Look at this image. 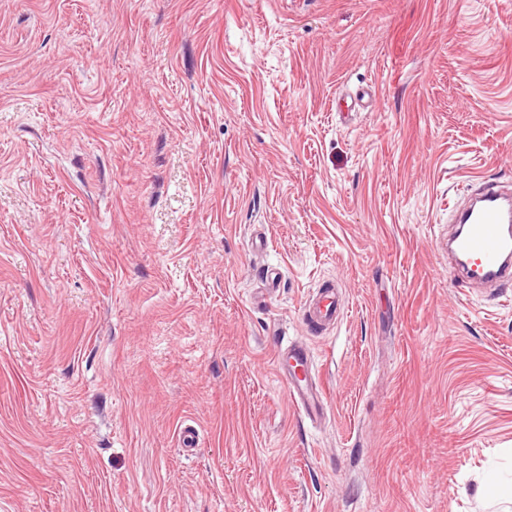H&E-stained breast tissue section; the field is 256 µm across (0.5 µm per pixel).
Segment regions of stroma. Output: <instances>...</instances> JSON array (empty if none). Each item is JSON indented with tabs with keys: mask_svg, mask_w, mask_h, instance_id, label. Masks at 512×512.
<instances>
[{
	"mask_svg": "<svg viewBox=\"0 0 512 512\" xmlns=\"http://www.w3.org/2000/svg\"><path fill=\"white\" fill-rule=\"evenodd\" d=\"M489 176L512 0H0V512H512V291L438 246ZM337 283L321 285L301 307V318L311 333H322L340 321L344 304ZM276 367L288 384L290 402L304 419L317 422L323 415L325 393L321 384L313 379L314 363L308 347L290 343L281 348Z\"/></svg>",
	"mask_w": 512,
	"mask_h": 512,
	"instance_id": "stroma-1",
	"label": "stroma"
}]
</instances>
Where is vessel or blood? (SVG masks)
<instances>
[{
	"mask_svg": "<svg viewBox=\"0 0 512 512\" xmlns=\"http://www.w3.org/2000/svg\"><path fill=\"white\" fill-rule=\"evenodd\" d=\"M448 273L454 283L469 289L512 286V188L479 181L448 207ZM344 304L335 282L321 285L301 307L310 332L339 322ZM278 374L288 384L290 402L309 422L324 410L325 393L313 378L314 363L307 346L288 344L276 359Z\"/></svg>",
	"mask_w": 512,
	"mask_h": 512,
	"instance_id": "obj_1",
	"label": "vessel or blood"
}]
</instances>
